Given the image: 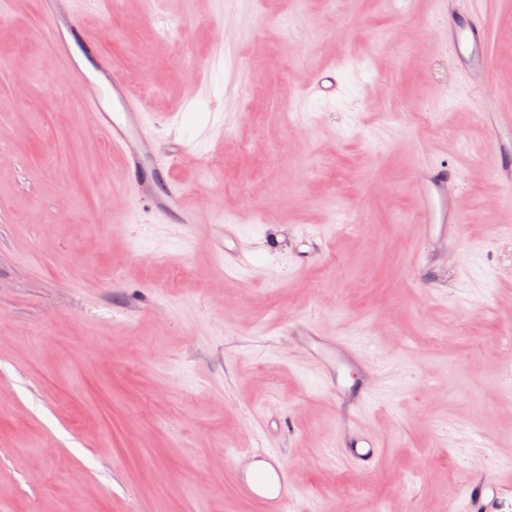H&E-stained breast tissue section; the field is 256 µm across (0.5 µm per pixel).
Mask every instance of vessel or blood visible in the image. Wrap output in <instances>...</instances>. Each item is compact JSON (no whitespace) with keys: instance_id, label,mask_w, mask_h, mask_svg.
Returning <instances> with one entry per match:
<instances>
[{"instance_id":"obj_1","label":"vessel or blood","mask_w":512,"mask_h":512,"mask_svg":"<svg viewBox=\"0 0 512 512\" xmlns=\"http://www.w3.org/2000/svg\"><path fill=\"white\" fill-rule=\"evenodd\" d=\"M41 13L51 31L54 53L70 65L72 85L82 95L89 125L118 152L125 175L137 199L149 201L154 209L176 224H196L181 187L173 178L180 162L181 144L168 143L166 159L158 165L146 162V141L142 124V103L130 90L122 71L102 48L83 19L68 8V0H39ZM448 45L452 62L461 71L488 76L491 69L486 48L491 29L485 15L464 6L462 0H445ZM323 100H331L340 90L335 70L317 71L310 83ZM486 125L495 148L499 179L512 185V113L494 108L486 115ZM421 199L422 221L433 224L439 212H447L449 223L459 221L460 177L455 169L426 164L416 177ZM235 227L220 224L213 243L226 264L245 265L246 255L235 247ZM305 355L322 367L327 394L344 414L338 432L337 454L360 472L373 471L383 448L379 437L359 420L375 390L376 376L358 347L342 336L322 335L314 326L298 323L291 328ZM236 474V491L253 501L259 512H290L299 489L287 462L279 455L260 450H240L230 456ZM505 485L500 475L472 470L465 487L466 512H500Z\"/></svg>"}]
</instances>
